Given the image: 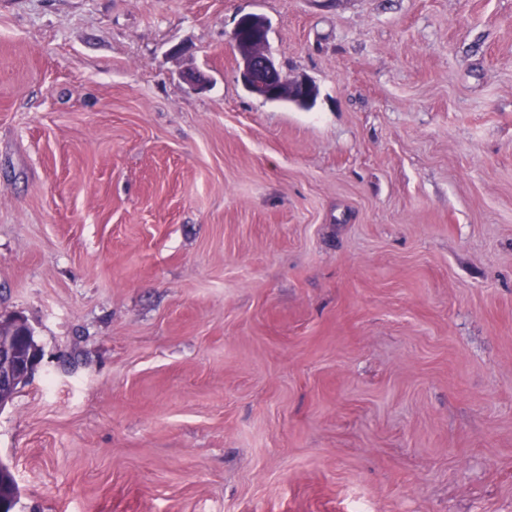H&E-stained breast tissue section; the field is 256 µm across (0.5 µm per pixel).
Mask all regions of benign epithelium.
I'll use <instances>...</instances> for the list:
<instances>
[{
    "label": "benign epithelium",
    "mask_w": 512,
    "mask_h": 512,
    "mask_svg": "<svg viewBox=\"0 0 512 512\" xmlns=\"http://www.w3.org/2000/svg\"><path fill=\"white\" fill-rule=\"evenodd\" d=\"M269 21L255 13L241 15L231 39L238 56V70L246 89L265 101H289L303 106L317 94L315 83L306 76L284 79L269 52ZM31 329L20 315L0 318V410L10 402L5 392L30 381L40 357L24 359L21 349L30 343Z\"/></svg>",
    "instance_id": "benign-epithelium-1"
}]
</instances>
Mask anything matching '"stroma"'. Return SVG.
<instances>
[{"mask_svg":"<svg viewBox=\"0 0 512 512\" xmlns=\"http://www.w3.org/2000/svg\"><path fill=\"white\" fill-rule=\"evenodd\" d=\"M0 313L16 512H512V0H0ZM269 31V21L259 14L247 13L237 19L231 39L242 83L251 94L265 101H289L300 107L309 104L317 94L315 83L307 76L284 79L269 52ZM30 334L31 329L22 316L0 318V411L10 402L9 397L4 398L5 393L16 384L30 381L40 363L39 352L32 359L31 349L28 360H24L20 350L30 343Z\"/></svg>","mask_w":512,"mask_h":512,"instance_id":"obj_1","label":"stroma"}]
</instances>
